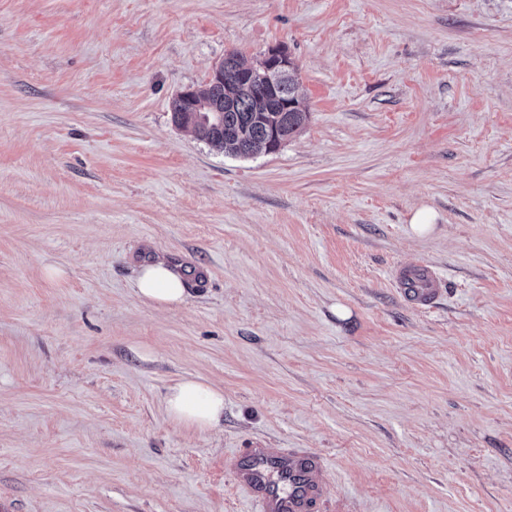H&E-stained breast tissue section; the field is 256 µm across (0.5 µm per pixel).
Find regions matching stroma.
I'll list each match as a JSON object with an SVG mask.
<instances>
[{
  "label": "stroma",
  "instance_id": "1",
  "mask_svg": "<svg viewBox=\"0 0 512 512\" xmlns=\"http://www.w3.org/2000/svg\"><path fill=\"white\" fill-rule=\"evenodd\" d=\"M278 48L279 150L173 123ZM189 376L217 429L167 417ZM256 440L325 458L316 512H512V0H0V512H254ZM136 294L147 305L163 308L181 305L186 298L185 280L175 267L158 260L140 268ZM398 279L405 285L407 296L422 306H429L439 291V280L427 266H418L407 273L399 271ZM165 409L173 422L208 431L224 419V391L202 378H185L167 392Z\"/></svg>",
  "mask_w": 512,
  "mask_h": 512
}]
</instances>
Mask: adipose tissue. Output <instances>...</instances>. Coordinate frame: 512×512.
I'll list each match as a JSON object with an SVG mask.
<instances>
[{
  "label": "adipose tissue",
  "mask_w": 512,
  "mask_h": 512,
  "mask_svg": "<svg viewBox=\"0 0 512 512\" xmlns=\"http://www.w3.org/2000/svg\"><path fill=\"white\" fill-rule=\"evenodd\" d=\"M136 294L148 305L168 307L184 303L183 275L166 261L141 267L136 280ZM165 409L175 423L208 431L224 417V393L201 378H186L171 387L165 396Z\"/></svg>",
  "instance_id": "adipose-tissue-1"
}]
</instances>
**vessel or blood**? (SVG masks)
Segmentation results:
<instances>
[{"label": "vessel or blood", "mask_w": 512, "mask_h": 512, "mask_svg": "<svg viewBox=\"0 0 512 512\" xmlns=\"http://www.w3.org/2000/svg\"><path fill=\"white\" fill-rule=\"evenodd\" d=\"M398 278L407 296L423 306L430 305L439 291L434 272L423 265ZM224 468L237 488L255 501L256 512H316L325 495V460L307 448L275 453L255 444L225 456Z\"/></svg>", "instance_id": "b4317fda"}]
</instances>
